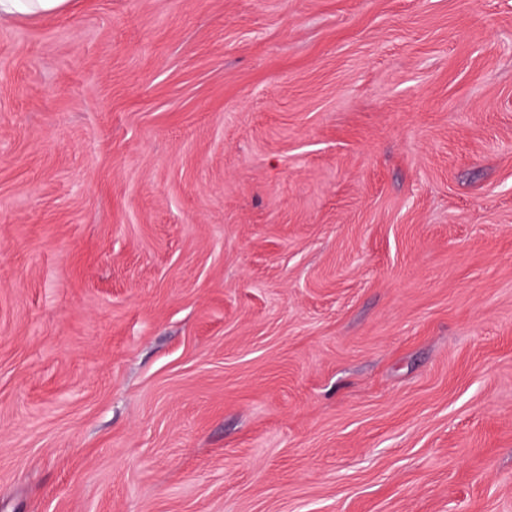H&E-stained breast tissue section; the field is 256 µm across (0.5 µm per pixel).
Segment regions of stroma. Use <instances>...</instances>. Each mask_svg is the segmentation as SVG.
I'll use <instances>...</instances> for the list:
<instances>
[{
    "mask_svg": "<svg viewBox=\"0 0 512 512\" xmlns=\"http://www.w3.org/2000/svg\"><path fill=\"white\" fill-rule=\"evenodd\" d=\"M0 512H512V0L0 22Z\"/></svg>",
    "mask_w": 512,
    "mask_h": 512,
    "instance_id": "35a3bbf8",
    "label": "stroma"
}]
</instances>
